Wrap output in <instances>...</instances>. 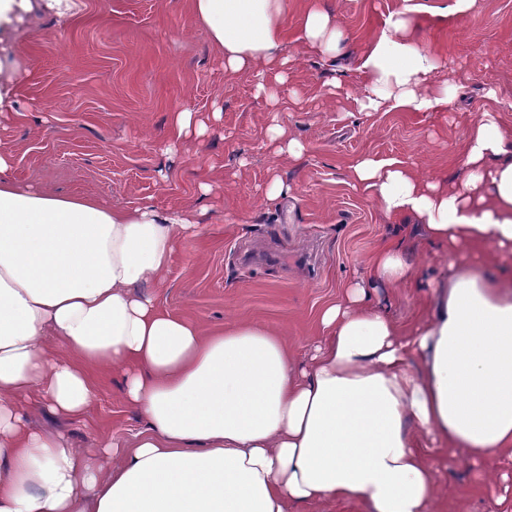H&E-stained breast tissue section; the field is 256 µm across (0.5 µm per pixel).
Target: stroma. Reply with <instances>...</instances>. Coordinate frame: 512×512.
I'll return each instance as SVG.
<instances>
[{
  "label": "stroma",
  "mask_w": 512,
  "mask_h": 512,
  "mask_svg": "<svg viewBox=\"0 0 512 512\" xmlns=\"http://www.w3.org/2000/svg\"><path fill=\"white\" fill-rule=\"evenodd\" d=\"M422 2L429 11L412 35L452 63L429 91L459 89L444 112H366L356 101L351 60L404 0H320L350 39L332 68L288 43L294 61L273 103L250 77L225 72L188 0H73L64 22L44 18L14 46L24 66L20 112L0 116V151L12 155L15 179L34 188L196 222L146 291L161 310L204 329L247 319L287 336L302 361L322 334V309L357 281L370 307L415 326L448 250L425 241L415 218L386 215L349 166L362 156L396 159L452 185L472 122L493 110L512 130V0H476L470 17L454 20L444 17L448 0ZM183 111L207 129L175 143L169 124ZM275 124L302 142L300 157L278 153ZM275 177L286 194L269 196ZM389 240L399 241L417 285L375 280L372 256ZM123 380L119 369L101 374L84 421L40 411L33 428L59 429L74 448L132 440L144 424L120 398ZM430 459L435 512H500L499 497L512 502V458L451 460L434 448Z\"/></svg>",
  "instance_id": "1"
}]
</instances>
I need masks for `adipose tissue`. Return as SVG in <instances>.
Listing matches in <instances>:
<instances>
[{
	"instance_id": "1",
	"label": "adipose tissue",
	"mask_w": 512,
	"mask_h": 512,
	"mask_svg": "<svg viewBox=\"0 0 512 512\" xmlns=\"http://www.w3.org/2000/svg\"><path fill=\"white\" fill-rule=\"evenodd\" d=\"M72 0H0V114L13 111L9 42L41 12ZM224 69L271 96L269 74L294 39L333 61L349 33L310 8L288 29V0H192ZM392 14L356 57L362 109H448L429 93L442 68ZM0 152V512H287L292 502H357L365 512H434L425 436L449 457L512 454V133L483 112L469 128L459 186L366 156L353 181L390 214L418 218L448 247V280L425 324L400 333L371 310L362 284L326 307L309 365L275 330L236 321L219 331L160 310L141 285L169 268L186 217L149 206L35 189ZM374 276L409 285L401 248L376 252ZM123 369L124 404L146 430L129 445L71 447L28 427L32 406L79 421L100 373Z\"/></svg>"
}]
</instances>
